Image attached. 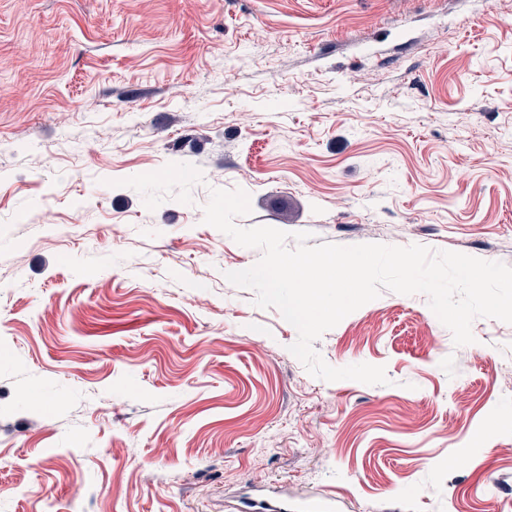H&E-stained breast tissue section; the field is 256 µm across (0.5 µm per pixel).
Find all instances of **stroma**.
Instances as JSON below:
<instances>
[{
  "label": "stroma",
  "mask_w": 512,
  "mask_h": 512,
  "mask_svg": "<svg viewBox=\"0 0 512 512\" xmlns=\"http://www.w3.org/2000/svg\"><path fill=\"white\" fill-rule=\"evenodd\" d=\"M214 189L512 266V0H0V512H512V324L386 290L316 378Z\"/></svg>",
  "instance_id": "obj_1"
}]
</instances>
